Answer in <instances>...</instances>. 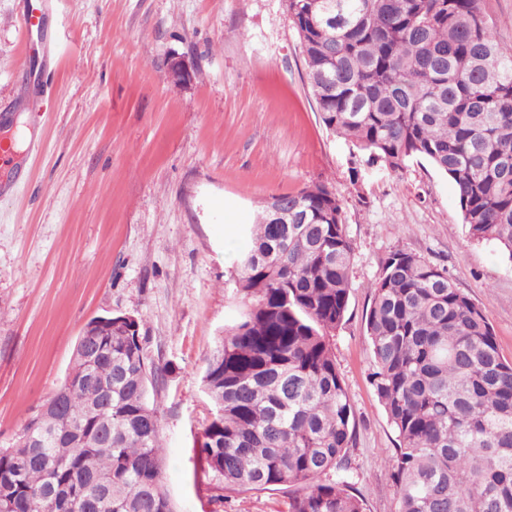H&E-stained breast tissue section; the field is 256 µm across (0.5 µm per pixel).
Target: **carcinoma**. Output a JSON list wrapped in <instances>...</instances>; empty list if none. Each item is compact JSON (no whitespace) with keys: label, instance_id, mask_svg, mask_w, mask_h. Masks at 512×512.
Wrapping results in <instances>:
<instances>
[{"label":"carcinoma","instance_id":"obj_1","mask_svg":"<svg viewBox=\"0 0 512 512\" xmlns=\"http://www.w3.org/2000/svg\"><path fill=\"white\" fill-rule=\"evenodd\" d=\"M483 0H285L324 125L358 166L424 159L455 184L469 236L512 261V54ZM245 227L244 306L207 360L198 465L224 493L278 491L287 512H365L347 478L353 406L330 336L354 242L323 182ZM370 381L398 447L397 512H512V362L483 312L421 256L395 250L371 285ZM64 383L0 448L4 512H174L148 388L163 368L112 317Z\"/></svg>","mask_w":512,"mask_h":512}]
</instances>
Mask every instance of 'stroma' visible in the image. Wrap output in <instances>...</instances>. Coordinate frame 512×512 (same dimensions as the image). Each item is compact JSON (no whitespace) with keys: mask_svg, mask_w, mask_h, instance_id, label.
Here are the masks:
<instances>
[{"mask_svg":"<svg viewBox=\"0 0 512 512\" xmlns=\"http://www.w3.org/2000/svg\"><path fill=\"white\" fill-rule=\"evenodd\" d=\"M21 0H0V110L43 139L28 180L0 196V446L64 381L85 324L132 315L149 360L176 512H286L277 491L213 499L193 445L211 415L207 359L240 316L231 277L244 225L271 197L315 182L338 195L355 244L351 292L332 338L355 415L350 483L366 512H396L387 460L397 434L369 381L371 285L394 250L446 269L512 360V260L471 239L455 185L428 161L350 179L324 126L283 0H47L52 94L34 91L40 48ZM196 70L166 76L170 57Z\"/></svg>","mask_w":512,"mask_h":512,"instance_id":"stroma-1","label":"stroma"}]
</instances>
